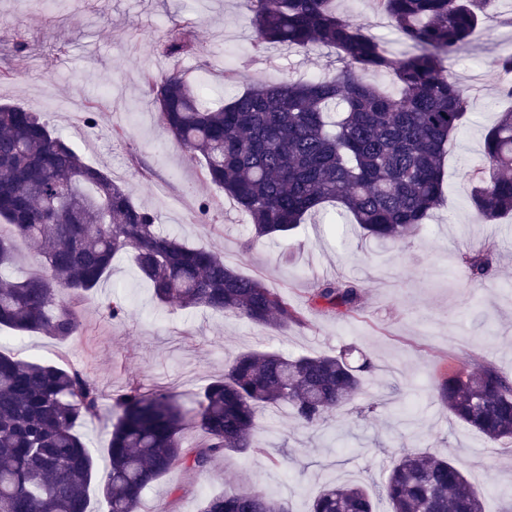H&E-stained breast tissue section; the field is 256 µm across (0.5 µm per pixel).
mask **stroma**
Instances as JSON below:
<instances>
[{
	"label": "stroma",
	"mask_w": 512,
	"mask_h": 512,
	"mask_svg": "<svg viewBox=\"0 0 512 512\" xmlns=\"http://www.w3.org/2000/svg\"><path fill=\"white\" fill-rule=\"evenodd\" d=\"M337 7L393 55L407 52L372 0H338ZM174 27L191 30L197 47L172 63L158 45ZM20 35L28 44L22 54L14 50ZM253 36L242 0H67L60 11L38 0H0V70L13 73L0 81V102L29 108L61 129L86 162L111 172L154 213L161 231L287 292L306 325L274 332L234 315L158 306L123 257L83 304L78 335L60 342L1 329L0 349L27 361L64 358L96 383L101 414L82 434L102 470L109 466L111 400L128 383L171 391L189 409L243 350L334 354L354 346L373 360L362 392L321 431L301 427L285 404L260 412L264 452L225 454L203 473L174 466L145 492L141 512H199L209 496L250 487L289 500L293 512H309L331 481L361 483L375 512H388L381 487L406 451L459 459L485 512H512V443L487 444L431 391L441 373L462 362L491 364L512 378V215L479 221L463 170L482 162L484 131L505 106L492 62L512 51V0H500L447 64L471 88L472 122L448 144L440 207L403 251L363 240L354 224L307 223L284 238L252 241L233 202L204 181L200 165L168 134L145 75L161 76L174 65L188 78L206 77L210 96L227 99L253 80L309 79L341 66L326 46L272 45L255 54ZM234 65L237 79L225 81V67ZM116 129L124 139L113 138ZM490 241L497 245L491 275L469 279L457 255ZM333 277L360 282L353 313L311 304L317 282ZM118 298L126 314L114 321L105 308Z\"/></svg>",
	"instance_id": "stroma-1"
}]
</instances>
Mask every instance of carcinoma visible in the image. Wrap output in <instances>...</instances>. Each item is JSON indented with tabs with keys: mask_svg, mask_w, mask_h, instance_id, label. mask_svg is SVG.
I'll return each mask as SVG.
<instances>
[{
	"mask_svg": "<svg viewBox=\"0 0 512 512\" xmlns=\"http://www.w3.org/2000/svg\"><path fill=\"white\" fill-rule=\"evenodd\" d=\"M410 52L395 59L336 0H244L253 47L334 46L341 69L313 79L256 83L214 107L201 85L177 67L145 76L161 122L251 224L253 240L285 237L336 204L363 235L405 246L442 201L441 156L468 122V91L445 68L498 0H372ZM195 49L180 28L160 54ZM501 92L512 98V53L494 60ZM391 71L400 94L388 95L358 73ZM470 204L486 222L512 213V110L484 133L483 164L465 171ZM0 329L56 340L78 334V305L92 297L121 254L133 256L158 303L205 308L283 330L305 319L288 296L245 276L210 250L161 232L112 174L87 163L69 140L19 104H0ZM39 247V270L15 281L13 239ZM494 247L460 253L456 265L475 281L492 268ZM362 287L323 280L313 305L353 311ZM355 348L334 355L290 356L248 350L204 388L191 416L174 395L127 387L114 400L110 466L99 471L81 427L98 416L96 384L65 362L22 361L0 350V512H88L98 485L107 512H140L143 494L175 464L203 472L227 451L258 448L260 407L290 405L316 430L362 391L371 359ZM432 393L454 418L488 442L512 439V380L492 365L450 370ZM192 424L205 442L187 448ZM389 512H483L462 466L435 454L407 452L381 489ZM200 512H292L288 501L255 488L203 501ZM311 512H374L359 484L325 488Z\"/></svg>",
	"mask_w": 512,
	"mask_h": 512,
	"instance_id": "obj_1",
	"label": "carcinoma"
}]
</instances>
